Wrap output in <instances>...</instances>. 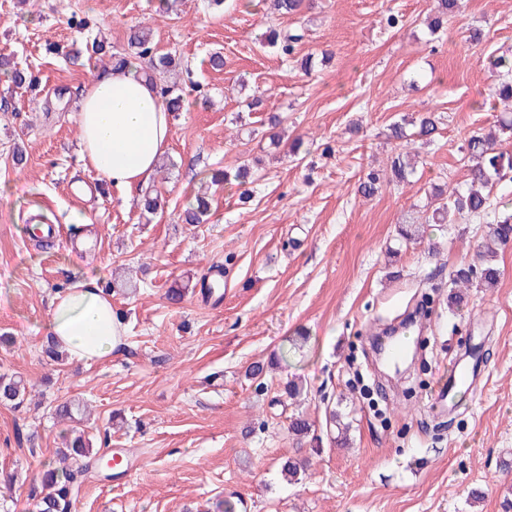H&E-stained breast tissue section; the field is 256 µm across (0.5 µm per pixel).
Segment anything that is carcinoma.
<instances>
[{
  "mask_svg": "<svg viewBox=\"0 0 512 512\" xmlns=\"http://www.w3.org/2000/svg\"><path fill=\"white\" fill-rule=\"evenodd\" d=\"M274 13L285 17L300 12L305 0H270ZM440 16L432 20L429 25L431 34H436L448 20V15L455 13L458 0H440ZM304 34L296 29H285L270 25L260 36V43L264 46L276 48L288 58L294 57L296 45L302 41ZM113 67L117 68L128 61L135 59L145 64L153 72L150 80H155L154 73L163 71L175 63V55L170 52L161 53L157 50L150 31L139 28L129 37L127 48L111 54ZM500 70L498 82L493 89V95L499 103L504 105L505 111L512 112V60L500 58L495 63ZM0 76L6 78L13 85H35L36 79L26 69H20L14 62L12 53L5 49L0 50ZM157 89L171 114L184 110L185 98L177 85L159 84ZM466 150L476 163L470 169L467 186L454 188L442 198L440 205L433 211L432 220L436 224H452L461 217L484 218L489 214L491 207L490 193L497 179L512 171V153L497 147L496 140L489 136L472 135L466 141ZM250 167L247 164L238 166L234 173L224 170L208 172L209 183L220 185L231 180L240 185L246 184L250 177ZM210 211V201L207 196L197 193L190 197L184 205L181 220L186 224H202ZM512 241V216L497 217L491 224L487 249L495 245H506ZM498 270L489 265L467 264L453 269L449 273V286L460 288L474 283L488 287L496 283ZM26 384L23 380L0 377V403L17 409L24 403ZM62 457L76 464L75 468H55L44 466L41 476V491L32 494L34 512H71L73 487L78 476L84 473L78 462L90 457L89 442L84 436L75 438L65 437L62 448L59 449Z\"/></svg>",
  "mask_w": 512,
  "mask_h": 512,
  "instance_id": "cac0c4a2",
  "label": "carcinoma"
}]
</instances>
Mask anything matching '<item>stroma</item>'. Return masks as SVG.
<instances>
[{
  "label": "stroma",
  "mask_w": 512,
  "mask_h": 512,
  "mask_svg": "<svg viewBox=\"0 0 512 512\" xmlns=\"http://www.w3.org/2000/svg\"><path fill=\"white\" fill-rule=\"evenodd\" d=\"M313 3L279 21L303 29L305 72L259 46L261 4L181 0L167 14L159 0H0V47L38 79L0 80V333L14 338L0 374L30 391L22 408L0 405V512H31L70 427L93 448L72 512H218L225 500L235 512H503L512 500V243L493 260V287L452 288L449 268L475 260L487 223L432 221L435 189L466 180V139L503 115L488 61L512 54V0H461L438 38L427 29L436 0ZM137 26L175 52L190 103L151 181L154 214L140 194L96 190L76 120L81 89L103 72L86 44L126 48ZM217 51L220 70L208 63ZM253 95L263 105L251 111ZM426 112L438 129L413 138L410 183L361 196L402 148L392 125ZM245 159L256 167L250 201L224 184L205 223H183L202 173ZM77 210L93 223H72ZM405 222L421 237L404 246ZM217 265L216 302L201 285ZM80 278L113 287L124 348L59 365L42 352L49 303ZM180 285L183 301L169 303ZM417 305L431 319L422 384L408 398L383 378L377 417L351 383L352 358ZM464 352L475 387L438 413L430 395ZM256 362L265 370L253 377ZM292 380L304 385L294 399ZM64 401L80 407L73 423L51 414ZM300 415L304 438L288 431ZM117 448L134 466L105 478L97 458ZM299 453L307 468L291 482L282 464Z\"/></svg>",
  "instance_id": "stroma-1"
}]
</instances>
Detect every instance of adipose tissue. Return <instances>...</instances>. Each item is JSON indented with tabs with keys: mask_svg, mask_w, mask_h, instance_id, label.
<instances>
[{
	"mask_svg": "<svg viewBox=\"0 0 512 512\" xmlns=\"http://www.w3.org/2000/svg\"><path fill=\"white\" fill-rule=\"evenodd\" d=\"M78 118L81 158L100 182L124 194L150 183L171 138L172 115L137 61L85 86ZM47 330L71 359L88 364L123 344L111 294L88 279L52 297Z\"/></svg>",
	"mask_w": 512,
	"mask_h": 512,
	"instance_id": "obj_1",
	"label": "adipose tissue"
}]
</instances>
